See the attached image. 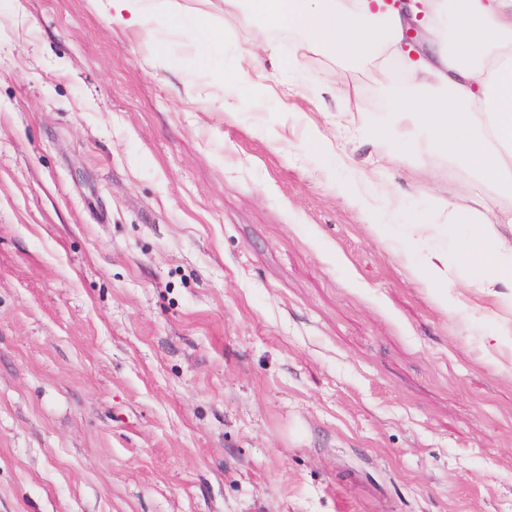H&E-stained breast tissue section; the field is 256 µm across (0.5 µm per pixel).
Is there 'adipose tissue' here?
Segmentation results:
<instances>
[{
	"instance_id": "adipose-tissue-1",
	"label": "adipose tissue",
	"mask_w": 512,
	"mask_h": 512,
	"mask_svg": "<svg viewBox=\"0 0 512 512\" xmlns=\"http://www.w3.org/2000/svg\"><path fill=\"white\" fill-rule=\"evenodd\" d=\"M94 2L157 51L187 11L183 0ZM224 13L245 27L260 23L271 37L292 35L293 61L312 54L370 74L387 105L359 131L386 155L424 151L485 184L495 219L459 189L454 201H440L438 224L415 225L410 243L427 244L441 224H474L476 233L455 243L464 278L486 292H512V239L500 231L512 224V0H432L414 61L401 49L407 14L372 15L368 0H224Z\"/></svg>"
}]
</instances>
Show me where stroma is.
<instances>
[{"instance_id": "1", "label": "stroma", "mask_w": 512, "mask_h": 512, "mask_svg": "<svg viewBox=\"0 0 512 512\" xmlns=\"http://www.w3.org/2000/svg\"><path fill=\"white\" fill-rule=\"evenodd\" d=\"M277 40L160 66L91 0H0V512H512V302H438L404 236L460 178Z\"/></svg>"}]
</instances>
